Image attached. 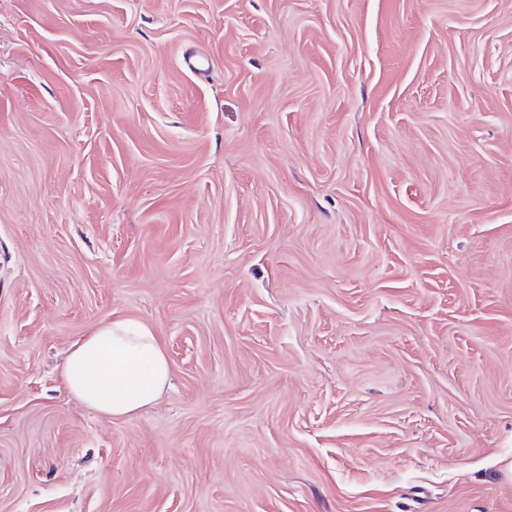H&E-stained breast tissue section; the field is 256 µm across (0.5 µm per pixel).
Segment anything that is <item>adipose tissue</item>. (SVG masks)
I'll use <instances>...</instances> for the list:
<instances>
[{"mask_svg":"<svg viewBox=\"0 0 512 512\" xmlns=\"http://www.w3.org/2000/svg\"><path fill=\"white\" fill-rule=\"evenodd\" d=\"M62 376L71 397L100 414L119 418L157 402L169 384L170 364L148 324L117 318L71 346Z\"/></svg>","mask_w":512,"mask_h":512,"instance_id":"obj_1","label":"adipose tissue"}]
</instances>
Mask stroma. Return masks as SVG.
Listing matches in <instances>:
<instances>
[{"label":"stroma","mask_w":512,"mask_h":512,"mask_svg":"<svg viewBox=\"0 0 512 512\" xmlns=\"http://www.w3.org/2000/svg\"><path fill=\"white\" fill-rule=\"evenodd\" d=\"M0 512H512V0H0ZM62 376L71 397L100 414L119 418L157 402L169 384L170 364L148 324L117 318L71 346Z\"/></svg>","instance_id":"1"}]
</instances>
